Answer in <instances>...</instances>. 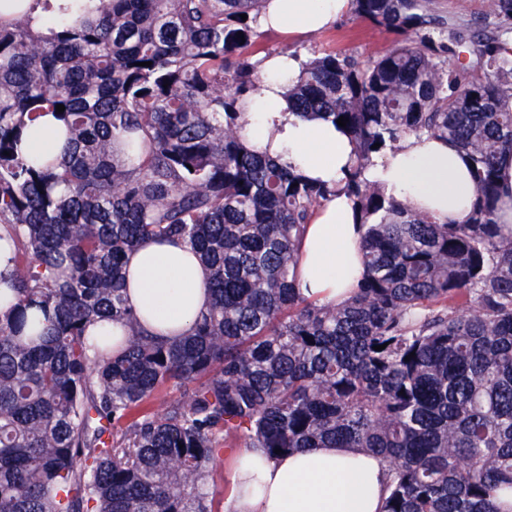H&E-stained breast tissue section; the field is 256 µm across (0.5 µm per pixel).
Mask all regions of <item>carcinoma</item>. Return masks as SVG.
<instances>
[{
	"label": "carcinoma",
	"instance_id": "cac0c4a2",
	"mask_svg": "<svg viewBox=\"0 0 512 512\" xmlns=\"http://www.w3.org/2000/svg\"><path fill=\"white\" fill-rule=\"evenodd\" d=\"M267 2L98 0L93 16L42 18L47 35L26 11L0 23V250L16 299L0 312V512H213L207 478L236 442L271 459L379 455L382 512H512V226L496 222L512 0H490L477 41L436 23L431 0H351L402 39L364 62L322 53L287 84L297 115L348 119L354 144L336 190L359 215L364 274L324 304L297 287L298 247L330 189L239 123ZM46 112L61 122L51 145L22 155ZM407 136L469 155L466 223L364 179ZM152 236L208 271L212 302L179 339L126 306L124 259ZM98 318L123 336H86ZM170 386L179 397L147 407Z\"/></svg>",
	"mask_w": 512,
	"mask_h": 512
}]
</instances>
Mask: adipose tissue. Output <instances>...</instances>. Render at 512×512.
<instances>
[{
  "label": "adipose tissue",
  "mask_w": 512,
  "mask_h": 512,
  "mask_svg": "<svg viewBox=\"0 0 512 512\" xmlns=\"http://www.w3.org/2000/svg\"><path fill=\"white\" fill-rule=\"evenodd\" d=\"M349 0H269L259 26L293 38L330 27ZM265 79L242 115L254 146L321 181L333 192L317 207L301 246L298 286L322 302L346 298L363 273L362 229L347 194L339 192L352 162L349 136L320 117L290 108L278 72L297 77L302 62L273 56L261 64ZM366 179L436 221L465 223L475 201L471 164L453 142L409 137L376 159ZM129 305L144 328L159 336L185 334L211 301L208 272L181 241L143 240L127 256ZM231 477L230 512H381L387 466L358 448H312L269 459L256 451Z\"/></svg>",
  "instance_id": "1"
}]
</instances>
